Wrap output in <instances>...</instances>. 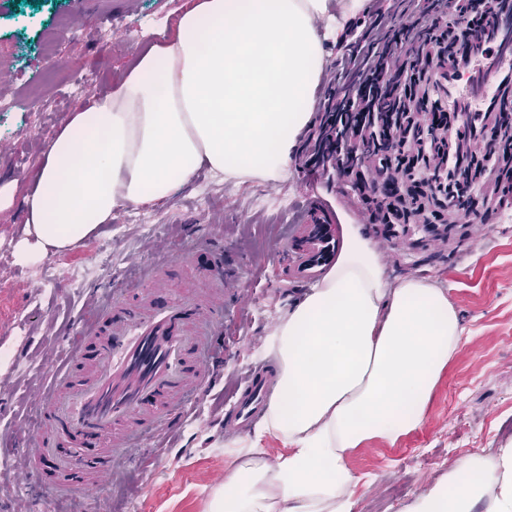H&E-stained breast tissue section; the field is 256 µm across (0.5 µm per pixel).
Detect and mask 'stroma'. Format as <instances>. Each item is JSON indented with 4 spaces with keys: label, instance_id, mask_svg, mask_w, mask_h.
Listing matches in <instances>:
<instances>
[{
    "label": "stroma",
    "instance_id": "stroma-1",
    "mask_svg": "<svg viewBox=\"0 0 512 512\" xmlns=\"http://www.w3.org/2000/svg\"><path fill=\"white\" fill-rule=\"evenodd\" d=\"M397 0H370L338 46H327V66L316 91L324 100L337 74L378 12ZM184 0H0V91L40 107L0 114V512H80L70 486L94 482L91 469L59 471L52 488L32 475L28 435L40 426L35 409L49 385L44 374L74 333L79 316L118 284L139 307L135 283L144 266L167 262L175 288L206 285L201 264H170L181 243L234 263L235 299L224 324V351L210 367L197 410L169 453L154 454L153 475L141 484L129 475L123 489L100 498L95 512H204L216 480L234 451L224 435L221 406L232 404L241 373L261 363L273 326L305 291L277 269L276 247L307 200L325 204L336 222L364 223L374 242L390 241L383 257L389 281L432 278L447 288L461 321L460 349L442 374L420 426L388 442L374 438L346 457L358 476L354 512H399L468 458L512 444V209L484 224H452L440 232L410 225L387 234L365 223L363 206L345 179L325 178L295 153L286 179L236 185L208 169L169 199L124 206L74 247L24 264L17 251L28 238L24 198L38 177L45 149L83 93L68 90L72 74L96 71L108 93L146 46L172 30ZM112 29L102 51L98 31ZM260 197L287 200L288 209L256 213Z\"/></svg>",
    "mask_w": 512,
    "mask_h": 512
}]
</instances>
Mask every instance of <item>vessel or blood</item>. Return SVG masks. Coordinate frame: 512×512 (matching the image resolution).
<instances>
[{
    "label": "vessel or blood",
    "instance_id": "vessel-or-blood-1",
    "mask_svg": "<svg viewBox=\"0 0 512 512\" xmlns=\"http://www.w3.org/2000/svg\"><path fill=\"white\" fill-rule=\"evenodd\" d=\"M477 43L480 50L503 52L499 66L483 75V94L498 96L502 73H512V30L492 25ZM336 247L328 211L310 200L277 253L288 279L311 283L335 264ZM232 274L218 257L206 270L208 287L176 290L162 285L160 269L152 265L142 274L148 287L142 311L129 312L118 293L99 305L107 327L94 344L91 377L71 384L69 353L51 375L58 393L48 418L83 438L87 449L61 455L47 437L34 434L41 485L50 486L52 471L89 466L98 485L117 486L124 475L146 467L147 456L138 452L141 441L178 432L208 381L211 355L224 333V282ZM276 371L270 363L244 375L242 392L224 415L225 431L242 430L261 414L275 392Z\"/></svg>",
    "mask_w": 512,
    "mask_h": 512
}]
</instances>
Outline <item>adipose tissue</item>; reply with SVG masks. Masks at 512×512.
Masks as SVG:
<instances>
[{
	"instance_id": "ef3b65f1",
	"label": "adipose tissue",
	"mask_w": 512,
	"mask_h": 512,
	"mask_svg": "<svg viewBox=\"0 0 512 512\" xmlns=\"http://www.w3.org/2000/svg\"><path fill=\"white\" fill-rule=\"evenodd\" d=\"M366 0H185L171 34L115 88L61 123L25 197L35 262L70 248L124 205L167 199L208 166L225 181L277 182L326 65ZM335 265L266 339L276 394L224 472L208 512H353L346 464L364 441L421 424L460 344L458 312L429 279L396 284L361 225L341 227ZM281 439L268 458L260 436ZM512 512V446L472 457L401 512Z\"/></svg>"
}]
</instances>
